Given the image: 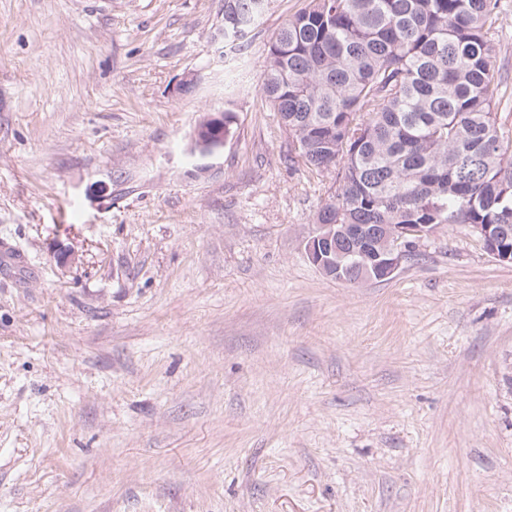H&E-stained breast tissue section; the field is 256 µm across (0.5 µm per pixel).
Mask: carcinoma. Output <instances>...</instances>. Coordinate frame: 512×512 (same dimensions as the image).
Returning a JSON list of instances; mask_svg holds the SVG:
<instances>
[{"instance_id":"1","label":"carcinoma","mask_w":512,"mask_h":512,"mask_svg":"<svg viewBox=\"0 0 512 512\" xmlns=\"http://www.w3.org/2000/svg\"><path fill=\"white\" fill-rule=\"evenodd\" d=\"M272 0H224L244 53ZM502 0H307L268 43L262 93L289 159L335 173L317 224H497L512 247Z\"/></svg>"}]
</instances>
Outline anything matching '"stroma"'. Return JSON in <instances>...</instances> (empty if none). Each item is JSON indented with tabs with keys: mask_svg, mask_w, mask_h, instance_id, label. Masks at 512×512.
Listing matches in <instances>:
<instances>
[{
	"mask_svg": "<svg viewBox=\"0 0 512 512\" xmlns=\"http://www.w3.org/2000/svg\"><path fill=\"white\" fill-rule=\"evenodd\" d=\"M303 5L228 63L224 0H0V512H512V265L310 263L334 176L261 92ZM235 116L230 110H224L222 112H216L208 115L199 125L196 127L192 137V150L201 156H208L216 153L224 146V141L231 135L232 125L234 123ZM224 127V139L212 138L207 131H213L214 129L221 130Z\"/></svg>",
	"mask_w": 512,
	"mask_h": 512,
	"instance_id": "obj_1",
	"label": "stroma"
}]
</instances>
